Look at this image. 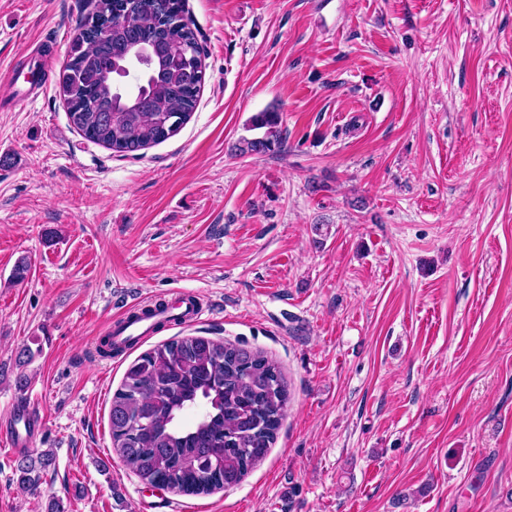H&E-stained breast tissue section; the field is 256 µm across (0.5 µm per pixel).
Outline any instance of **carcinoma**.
Here are the masks:
<instances>
[{
    "instance_id": "carcinoma-1",
    "label": "carcinoma",
    "mask_w": 512,
    "mask_h": 512,
    "mask_svg": "<svg viewBox=\"0 0 512 512\" xmlns=\"http://www.w3.org/2000/svg\"><path fill=\"white\" fill-rule=\"evenodd\" d=\"M201 53L183 0H92L80 19L60 90L71 123L89 140L126 155L175 135L196 108L200 68L188 67V48ZM155 49L133 108L116 104L113 73L136 51ZM280 113L259 112V131L235 144L241 155L281 147ZM203 402L191 424L185 411ZM288 403L279 367L244 344L205 336L171 340L141 354L112 397L113 447L145 482L184 495L234 487L273 444ZM54 463L49 453L17 462L19 485L39 486Z\"/></svg>"
}]
</instances>
